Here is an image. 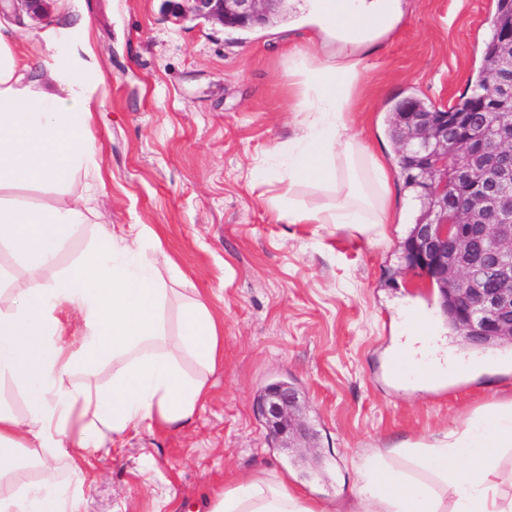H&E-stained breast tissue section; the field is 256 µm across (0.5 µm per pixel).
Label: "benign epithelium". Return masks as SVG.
Masks as SVG:
<instances>
[{"label":"benign epithelium","mask_w":512,"mask_h":512,"mask_svg":"<svg viewBox=\"0 0 512 512\" xmlns=\"http://www.w3.org/2000/svg\"><path fill=\"white\" fill-rule=\"evenodd\" d=\"M195 17L225 27L264 25L285 0H186ZM500 48L488 61V93L476 111L512 112V26L503 29ZM406 130L401 150H411L424 191L436 208L416 225L406 272L428 273L452 302L464 346L485 348L512 341V125L500 128L497 150L475 136L471 117L448 120L446 112H418L404 102L395 113ZM460 280L462 287L448 288ZM272 438L288 447L307 438L297 395L283 384L258 408Z\"/></svg>","instance_id":"benign-epithelium-1"}]
</instances>
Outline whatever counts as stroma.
I'll return each instance as SVG.
<instances>
[{"label": "stroma", "instance_id": "obj_1", "mask_svg": "<svg viewBox=\"0 0 512 512\" xmlns=\"http://www.w3.org/2000/svg\"><path fill=\"white\" fill-rule=\"evenodd\" d=\"M36 18L5 5L33 78L90 47L92 132L104 189L61 260L102 232L146 225L171 258L167 287L205 301L224 328V365L193 420L140 425L86 467L85 512H206L236 478H285L325 512H354L365 461L427 478L410 446L444 439L512 403V348L481 352L479 370L433 387L388 373V352L419 308L448 326L437 289L405 273L406 224L361 234L344 224H290L267 201L287 189L273 150L300 133L290 67L305 12L227 28L178 14L171 0H48ZM495 0H404L398 26L363 59L348 121L387 156L388 109L409 96L445 108L486 67ZM265 177H257V170ZM292 383L314 436L281 448L254 411L258 391Z\"/></svg>", "mask_w": 512, "mask_h": 512}]
</instances>
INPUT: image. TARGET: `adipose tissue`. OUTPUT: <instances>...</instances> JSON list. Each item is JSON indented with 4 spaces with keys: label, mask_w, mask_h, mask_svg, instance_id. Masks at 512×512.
<instances>
[{
    "label": "adipose tissue",
    "mask_w": 512,
    "mask_h": 512,
    "mask_svg": "<svg viewBox=\"0 0 512 512\" xmlns=\"http://www.w3.org/2000/svg\"><path fill=\"white\" fill-rule=\"evenodd\" d=\"M396 12L397 0H313L314 30L306 51L292 58L307 87L296 107L301 133L277 162L289 185L328 190L336 203L289 204V223L346 224L363 234L388 223L387 168L349 133L348 119L360 51L392 29ZM17 36V27L0 25V252L29 278L0 289V385L20 393L25 407L0 403V512H83L87 449L109 451L147 421L189 423L224 362V336L206 303L192 298L180 307L177 347L168 348L163 312L171 291L155 270L169 258L158 248L140 252L145 225H135L130 238L98 235L80 260L59 268L104 186L91 129L94 89L80 58L47 81L30 79ZM29 190L52 193V203L24 202ZM63 309L80 317L78 348L61 340ZM183 353L195 373L184 370ZM392 358L404 369L426 363L442 375L454 374L461 360L416 320ZM103 364L112 367L105 384L97 377ZM511 447L512 405H504L426 446L427 466L443 490L394 471L365 472L354 492L357 512H512L498 474L501 451ZM26 460L41 476L22 484L17 472ZM208 512L324 510L285 481L248 478L216 495Z\"/></svg>",
    "instance_id": "obj_1"
}]
</instances>
